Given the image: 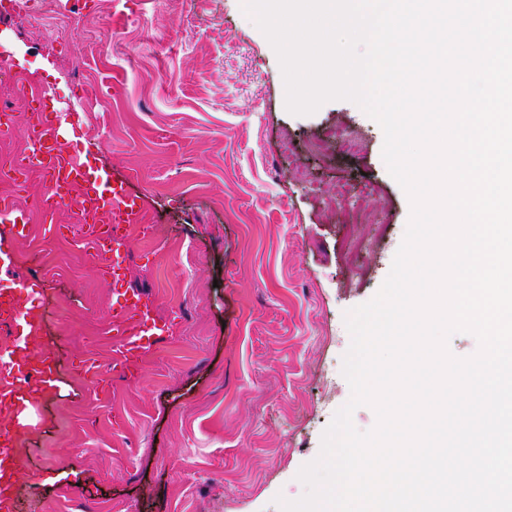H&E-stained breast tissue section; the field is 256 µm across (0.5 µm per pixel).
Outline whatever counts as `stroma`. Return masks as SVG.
<instances>
[{
  "label": "stroma",
  "instance_id": "stroma-1",
  "mask_svg": "<svg viewBox=\"0 0 512 512\" xmlns=\"http://www.w3.org/2000/svg\"><path fill=\"white\" fill-rule=\"evenodd\" d=\"M90 2L70 14L26 0L27 15L0 16V105L17 117L0 159L27 147L19 88H46L45 114L74 126L79 156L141 196L125 285L154 300L169 333L115 372L113 285L81 243L76 209L59 210L66 231L49 236L40 173L21 186L0 178V203L30 226L4 244L15 273L0 272V291L38 273L41 294L21 303L60 379L16 431L18 499L23 512H279L276 496L304 494L297 474L351 396L345 314L387 278L408 197L383 162L381 127L356 104L286 110L277 55L240 0ZM31 13L61 37L46 40ZM335 125L361 150L309 153ZM300 166L310 182L295 180ZM343 208L363 217L353 263Z\"/></svg>",
  "mask_w": 512,
  "mask_h": 512
}]
</instances>
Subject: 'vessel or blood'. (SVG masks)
<instances>
[{"label":"vessel or blood","mask_w":512,"mask_h":512,"mask_svg":"<svg viewBox=\"0 0 512 512\" xmlns=\"http://www.w3.org/2000/svg\"><path fill=\"white\" fill-rule=\"evenodd\" d=\"M70 135L62 126L34 124L28 130V150L14 159L10 172L31 167L41 168L46 175L43 195L48 208L57 210L76 205L85 222L92 225L91 243L97 255L104 257L103 274L120 271L129 243L130 230L144 223L140 203L131 196L127 184L109 178L106 172L87 166L69 149ZM28 220L24 211L12 205L0 206V234L11 239L26 237ZM28 313L14 294H0V320L27 321ZM168 331L160 320L151 298L132 293L115 302L112 315V336L117 347L116 368H124L129 359L137 357L157 343ZM9 369L0 376V395L12 397V415H19V395L25 390L39 391L54 387L50 354H32L28 341H19L8 354ZM16 481L13 463L12 436L9 426L0 427V512H16L17 498L12 489Z\"/></svg>","instance_id":"b4317fda"}]
</instances>
